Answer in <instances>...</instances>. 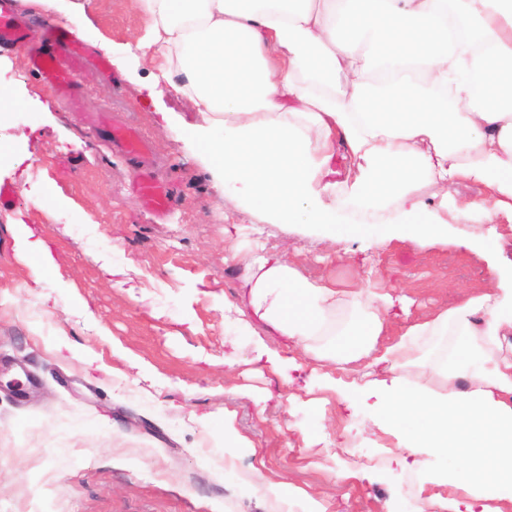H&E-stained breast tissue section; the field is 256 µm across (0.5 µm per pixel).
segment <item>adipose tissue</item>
Here are the masks:
<instances>
[{"label": "adipose tissue", "instance_id": "ef3b65f1", "mask_svg": "<svg viewBox=\"0 0 512 512\" xmlns=\"http://www.w3.org/2000/svg\"><path fill=\"white\" fill-rule=\"evenodd\" d=\"M153 62L200 113L198 151L225 191L279 224H317L332 241L444 242L448 227L416 194L424 179L477 187L457 210L462 223L512 217V0H141ZM344 146L350 175L336 185L332 159ZM350 206L392 208L391 222L345 224ZM252 319L335 364L376 351L390 378L383 429L410 454L445 459L435 483L480 512L512 504V273L489 270L495 288L409 324L387 345L390 295L315 282L283 256L234 252ZM365 309L344 335V298ZM464 336L441 389L408 384L421 366L418 336ZM330 337L316 347L318 337ZM481 473V483L459 480Z\"/></svg>", "mask_w": 512, "mask_h": 512}]
</instances>
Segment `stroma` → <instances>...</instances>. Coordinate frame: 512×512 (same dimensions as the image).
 <instances>
[{"label":"stroma","instance_id":"35a3bbf8","mask_svg":"<svg viewBox=\"0 0 512 512\" xmlns=\"http://www.w3.org/2000/svg\"><path fill=\"white\" fill-rule=\"evenodd\" d=\"M140 0H61L52 21L73 25L109 67L77 81L84 109L71 112L29 69L24 50L0 46V92L17 102L0 118V512H412L437 455L404 465L399 444L375 424V398L342 400L317 372L335 365L267 333L257 347L225 302L245 301L233 249H274L312 280L365 287L397 302L391 332L432 319L490 274L473 245L456 239L331 242L309 224H274L226 195L181 130L200 125L191 105L140 49ZM109 108L150 140L176 205L165 222L130 190L132 163L102 148L84 115ZM456 228L441 199L475 188L416 186ZM27 224L54 262L40 287L18 255L14 226ZM280 356L273 373L269 352ZM321 399L310 408L309 399ZM235 415L246 448L224 445ZM306 491L280 505L250 475ZM354 478L338 479L342 470Z\"/></svg>","mask_w":512,"mask_h":512}]
</instances>
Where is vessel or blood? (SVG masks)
Returning a JSON list of instances; mask_svg holds the SVG:
<instances>
[{"label":"vessel or blood","instance_id":"vessel-or-blood-1","mask_svg":"<svg viewBox=\"0 0 512 512\" xmlns=\"http://www.w3.org/2000/svg\"><path fill=\"white\" fill-rule=\"evenodd\" d=\"M35 38L39 39L40 45L31 52V70L61 93L70 109H81L83 96L73 76L90 65L91 59L75 29L50 22L40 36H33L18 0H0V45H25ZM97 123L106 126V142L112 151L131 157V186L139 201L156 219H166L175 200L155 173V159L145 138L124 122H109L101 117Z\"/></svg>","mask_w":512,"mask_h":512}]
</instances>
